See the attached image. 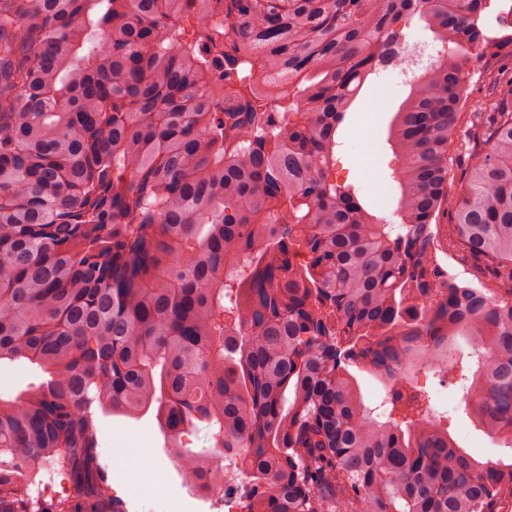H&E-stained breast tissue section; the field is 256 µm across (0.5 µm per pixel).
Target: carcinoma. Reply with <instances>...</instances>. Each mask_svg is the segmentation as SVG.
Returning <instances> with one entry per match:
<instances>
[{"instance_id": "carcinoma-1", "label": "carcinoma", "mask_w": 512, "mask_h": 512, "mask_svg": "<svg viewBox=\"0 0 512 512\" xmlns=\"http://www.w3.org/2000/svg\"><path fill=\"white\" fill-rule=\"evenodd\" d=\"M415 16L436 59L390 123L392 221L333 170ZM503 43L512 0H0V364L46 374L0 397V512H43L54 468L53 512H126L97 427L150 410L191 492L224 464L182 433L245 452V512H512V461L457 446L417 380L454 379L463 338L472 420L512 448V78L466 94ZM445 212L495 287L439 263ZM483 140L475 138L465 147L459 144L452 146L448 152V161L452 169L449 190L456 195L464 192L466 176L473 165L484 156ZM52 477V480L50 479ZM38 478L42 480L41 485L37 481L36 486L38 484L39 491L44 488V485L49 487L54 493L53 496L56 498L66 497V493L69 492L70 489V480L67 472L63 471H55L50 474L45 470L41 471V474L38 475Z\"/></svg>"}]
</instances>
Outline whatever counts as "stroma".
Returning <instances> with one entry per match:
<instances>
[{
  "instance_id": "35a3bbf8",
  "label": "stroma",
  "mask_w": 512,
  "mask_h": 512,
  "mask_svg": "<svg viewBox=\"0 0 512 512\" xmlns=\"http://www.w3.org/2000/svg\"><path fill=\"white\" fill-rule=\"evenodd\" d=\"M473 72L468 88L470 98L483 95L490 76H512V46L501 52L472 60ZM406 88L391 72H380L361 93L356 112L350 114L343 131V145L336 155V175L357 182L370 207L389 216L397 207V185L391 177L400 161L386 143L389 123L405 95ZM440 264L460 279L491 287L492 279L484 259L470 255L450 233L440 236ZM420 386L433 401L452 416L450 431L460 447L477 459L495 460L505 453L472 422L457 386L441 382L434 373L419 374ZM145 448L156 458L168 456L170 444L154 413L137 418L104 417L99 424L100 457L107 479L127 512H157L164 502L166 512H236L239 499L245 498L251 484L239 486L237 497L224 501L200 498L184 485L177 469L167 466L160 477L145 470L131 471L113 456L120 444Z\"/></svg>"
}]
</instances>
